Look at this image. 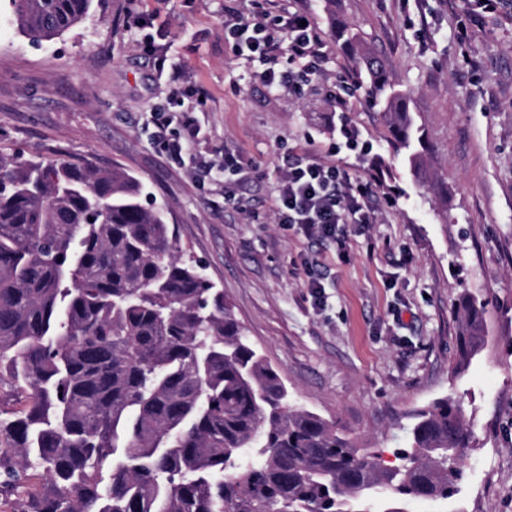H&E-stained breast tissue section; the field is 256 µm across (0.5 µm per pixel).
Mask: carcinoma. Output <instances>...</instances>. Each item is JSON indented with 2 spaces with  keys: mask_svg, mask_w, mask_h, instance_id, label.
Here are the masks:
<instances>
[{
  "mask_svg": "<svg viewBox=\"0 0 512 512\" xmlns=\"http://www.w3.org/2000/svg\"><path fill=\"white\" fill-rule=\"evenodd\" d=\"M30 42L91 0H8ZM393 146L420 165L409 93L359 69ZM142 184L90 161L0 152V506L11 512H377L459 493L475 440L461 396L412 414L401 464L290 402L224 292L185 259ZM488 300L464 293L457 367L484 344Z\"/></svg>",
  "mask_w": 512,
  "mask_h": 512,
  "instance_id": "obj_1",
  "label": "carcinoma"
}]
</instances>
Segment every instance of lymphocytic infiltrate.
I'll list each match as a JSON object with an SVG mask.
<instances>
[{"label": "lymphocytic infiltrate", "mask_w": 512, "mask_h": 512, "mask_svg": "<svg viewBox=\"0 0 512 512\" xmlns=\"http://www.w3.org/2000/svg\"><path fill=\"white\" fill-rule=\"evenodd\" d=\"M234 55L243 60L255 76L277 91H296L319 75L316 61L324 43L317 26L307 14L279 6L276 13L256 11L238 15L225 30ZM179 68L168 74L171 97L182 106L173 119L163 120L157 139L172 156L192 151L202 137L195 102L203 90L179 88ZM276 212L279 223L297 225L309 240L333 242L345 247V237L337 228L342 224H371L375 221L376 191L371 182L352 178L335 165L310 162L301 158L284 159L282 175L276 185Z\"/></svg>", "instance_id": "1"}]
</instances>
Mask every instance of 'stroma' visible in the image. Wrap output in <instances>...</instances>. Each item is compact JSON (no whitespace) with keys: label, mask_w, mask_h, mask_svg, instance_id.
I'll return each instance as SVG.
<instances>
[{"label":"stroma","mask_w":512,"mask_h":512,"mask_svg":"<svg viewBox=\"0 0 512 512\" xmlns=\"http://www.w3.org/2000/svg\"><path fill=\"white\" fill-rule=\"evenodd\" d=\"M132 2L166 25L168 63L208 92L196 154L174 159L155 142L170 88L140 47L156 26L123 22ZM290 4L327 46L319 81L296 94L253 77L224 36L253 0H92L82 23L38 45L0 20V150L139 178L294 400L386 462L414 410L463 395L476 445L456 504L420 512H512V14L470 18L467 0ZM344 26L358 47L340 40ZM362 51L410 93L428 141L417 171L364 90L336 110L333 94L354 85ZM344 120L367 151L344 148ZM293 152L374 183L377 220L347 225V256L276 222L278 167ZM228 153L255 172L216 180L198 165ZM466 290L491 304L484 346L461 373L453 303Z\"/></svg>","instance_id":"stroma-1"}]
</instances>
